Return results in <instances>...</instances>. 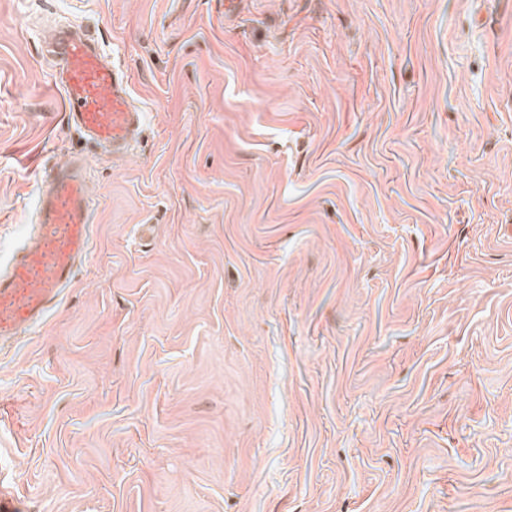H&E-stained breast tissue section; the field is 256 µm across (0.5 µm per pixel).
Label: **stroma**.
<instances>
[{"instance_id": "obj_1", "label": "stroma", "mask_w": 512, "mask_h": 512, "mask_svg": "<svg viewBox=\"0 0 512 512\" xmlns=\"http://www.w3.org/2000/svg\"><path fill=\"white\" fill-rule=\"evenodd\" d=\"M145 114L79 141L37 35ZM92 239L0 352L23 512H512V0H0V260L43 167Z\"/></svg>"}]
</instances>
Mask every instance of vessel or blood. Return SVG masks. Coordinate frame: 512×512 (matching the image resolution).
Returning a JSON list of instances; mask_svg holds the SVG:
<instances>
[{"instance_id":"b4317fda","label":"vessel or blood","mask_w":512,"mask_h":512,"mask_svg":"<svg viewBox=\"0 0 512 512\" xmlns=\"http://www.w3.org/2000/svg\"><path fill=\"white\" fill-rule=\"evenodd\" d=\"M44 41L54 61L50 82L62 94L67 124L113 155L131 154L143 114L134 103L129 75L98 38L59 27ZM35 211V224L0 266V346L45 323L88 253L94 218L80 157L42 171Z\"/></svg>"}]
</instances>
